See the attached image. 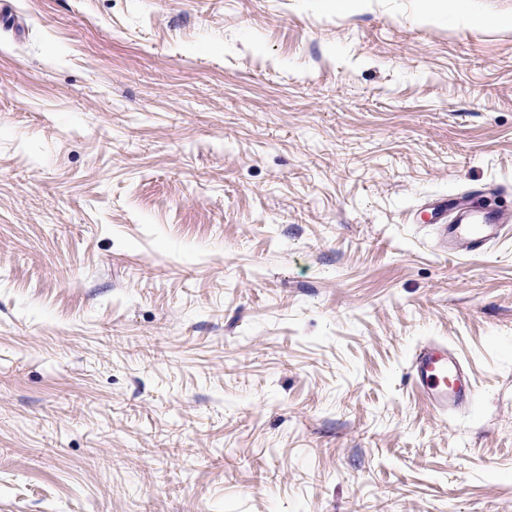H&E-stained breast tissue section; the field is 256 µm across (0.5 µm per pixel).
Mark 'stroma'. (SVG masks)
Masks as SVG:
<instances>
[{"instance_id": "35a3bbf8", "label": "stroma", "mask_w": 512, "mask_h": 512, "mask_svg": "<svg viewBox=\"0 0 512 512\" xmlns=\"http://www.w3.org/2000/svg\"><path fill=\"white\" fill-rule=\"evenodd\" d=\"M476 190L512 0H0V512H512V231L420 221ZM480 193L440 195L425 204L426 223L436 225L443 250L453 254L480 253L501 237L511 213L482 204ZM408 376L433 410L446 415L468 407L472 384L467 367L444 343L429 342L417 347L408 364Z\"/></svg>"}]
</instances>
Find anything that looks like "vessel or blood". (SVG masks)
Here are the masks:
<instances>
[{
	"instance_id": "b4317fda",
	"label": "vessel or blood",
	"mask_w": 512,
	"mask_h": 512,
	"mask_svg": "<svg viewBox=\"0 0 512 512\" xmlns=\"http://www.w3.org/2000/svg\"><path fill=\"white\" fill-rule=\"evenodd\" d=\"M480 197L476 191L440 195L426 203V221L436 226L443 249L453 254L485 251L512 223V212L486 206ZM408 376L427 404L441 414L465 409L471 401L467 367L446 344L429 342L417 347L409 360Z\"/></svg>"
}]
</instances>
